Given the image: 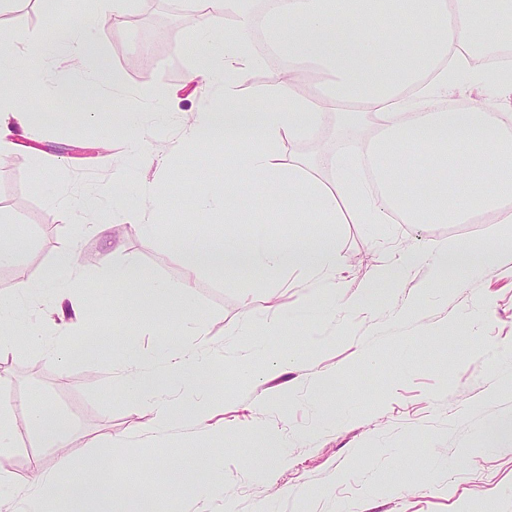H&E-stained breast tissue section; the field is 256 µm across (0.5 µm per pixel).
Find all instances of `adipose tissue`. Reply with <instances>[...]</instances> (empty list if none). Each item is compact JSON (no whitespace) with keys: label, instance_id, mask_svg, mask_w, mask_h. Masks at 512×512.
I'll return each mask as SVG.
<instances>
[{"label":"adipose tissue","instance_id":"obj_1","mask_svg":"<svg viewBox=\"0 0 512 512\" xmlns=\"http://www.w3.org/2000/svg\"><path fill=\"white\" fill-rule=\"evenodd\" d=\"M380 0H278L275 16L289 20L275 46L291 63L308 62L332 77V88L322 99L296 94L292 81L277 79L270 89L273 105L256 109L239 103L237 87L250 64L247 35L254 23V0H207L198 25L199 61L186 80L213 90L214 103L184 126L182 138L195 145L222 133L254 137L258 143L237 164L239 181L225 183L196 202L198 213L236 206L242 177L265 178L273 187L287 188L296 204L288 210L293 224H490L493 236L512 240V63L486 67L485 53L512 50V0H399V8L384 24H376ZM99 12L75 22L57 24L50 39L28 49L25 70H18L12 50H0V75L16 74L42 98L59 95L90 96L111 90L112 113H83L86 123L111 122L134 144L146 132L138 121L142 100L127 92L120 75H109L98 61L93 31L100 17L120 22L127 0H99ZM239 18V33L224 39L215 21L226 10ZM492 12L484 26L480 17ZM433 21L424 38L411 34L413 24ZM61 58L86 63L77 79L50 81L49 63ZM493 85L501 102L490 106L473 99H453L448 92L461 81ZM346 114L364 123L369 135L354 142L352 167L365 170L357 181L341 176L335 190L326 189L308 175L307 164H289L279 170L276 149L284 140L318 137L326 112ZM33 115L20 108L11 88L0 84V157L7 154L14 130H28ZM393 158L394 173L379 172L383 155ZM182 254L186 278L179 289L166 287L132 261L108 268L109 278L140 294L138 307L146 315L177 317L188 307L194 278L201 272L254 269L275 279L294 268L313 282L336 273L338 255L333 237L317 239L307 248L293 241L265 240L258 245L222 243L202 236L176 245ZM429 263L438 279L447 272L475 267L491 268L490 253L463 245L442 243L419 256L404 255L378 265L376 279L396 280L416 261ZM83 273L75 248L59 253L52 268L36 282L22 281L16 297L39 299L45 323L68 318L77 349L93 352L83 305L75 288ZM13 299L0 298V356L25 341L47 358L62 362L69 351L47 341L40 329L25 337L14 332ZM206 369L200 343L191 332L147 356L135 342H127L117 368L129 395L153 414L156 431H166L173 419L200 423L222 408L210 397L180 402L162 400V393L188 367ZM26 427L38 447L56 448L53 468L32 457V470L41 474L36 486L0 473L27 505V512H177L179 502L150 495L123 493L108 480L109 458L101 453L73 462L63 449L69 436L62 417L49 409L29 411Z\"/></svg>","mask_w":512,"mask_h":512}]
</instances>
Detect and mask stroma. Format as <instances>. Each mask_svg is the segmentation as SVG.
Listing matches in <instances>:
<instances>
[{
	"instance_id": "obj_1",
	"label": "stroma",
	"mask_w": 512,
	"mask_h": 512,
	"mask_svg": "<svg viewBox=\"0 0 512 512\" xmlns=\"http://www.w3.org/2000/svg\"><path fill=\"white\" fill-rule=\"evenodd\" d=\"M67 4L68 17L87 14L86 0H20L0 14V41L25 61L29 43L52 33L50 11ZM168 0H132L121 35L111 20L98 23L95 39L109 69L146 103L142 120L161 129L148 150L167 156L165 170L142 167L124 131L84 124L81 112H111L112 97H34L24 84L12 90L34 111L27 132L13 136L0 159V218L25 234L19 259L0 266V295L9 296L22 280H37L73 238L79 207L102 195L115 169H123L131 202L144 184L163 179L166 201L157 213L158 234L146 239L124 210L105 206L90 215L92 231L82 237L77 263L83 272L79 294L99 331V353L59 364L21 344L0 358V401L48 407L63 417L70 435L68 453L81 459L92 441L125 439L113 449L112 486L128 484L147 494H169V461L187 466L217 450L224 467L202 489L179 493L181 512H512V244L487 238L481 224H312L289 223L287 196L270 197L263 181L250 180L235 210L198 214L186 206L235 174L246 145L217 137L182 148V131L167 125L170 114L207 108L212 99L186 75L198 62L197 18L170 12ZM239 98L254 107L270 104L268 90L278 66L253 50ZM358 136L341 129L328 113L317 139L284 141L281 165L315 160L342 151ZM334 236L339 264L333 281L323 283V312L289 317L301 293L310 290L305 272L285 274L284 285L257 272L198 274L191 305L182 318L135 320L136 291L112 282L107 264L133 261L151 277L181 283L185 268L175 240L207 233L216 239L257 238L310 241L317 231ZM453 239L490 252L495 270L450 273L436 285V271L422 263L399 284L374 281L380 260L397 261ZM374 289L369 309H351L346 298ZM201 328L207 354L219 361L200 384L189 371L167 399L214 395L223 402L222 430L175 422L164 435L151 415L117 381L127 329L147 353L175 339L183 323ZM463 337L464 351L429 347L430 337ZM325 339L307 347L304 335ZM375 335L378 364L360 351V340ZM289 357L286 371H264L266 362ZM329 378L327 397L315 389L317 376ZM341 403L343 421L327 417ZM15 448L0 455V472L36 484L33 456L53 466L57 452L38 448L18 426ZM288 458L279 465L278 454Z\"/></svg>"
}]
</instances>
